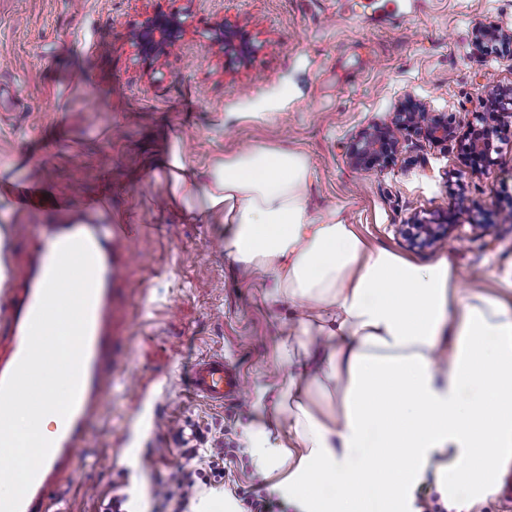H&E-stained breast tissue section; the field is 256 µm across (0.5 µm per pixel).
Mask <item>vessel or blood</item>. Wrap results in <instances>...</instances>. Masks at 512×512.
Returning a JSON list of instances; mask_svg holds the SVG:
<instances>
[{
	"mask_svg": "<svg viewBox=\"0 0 512 512\" xmlns=\"http://www.w3.org/2000/svg\"><path fill=\"white\" fill-rule=\"evenodd\" d=\"M46 215L40 235H31L25 222L13 227L24 247L13 263L10 286L0 295V381L9 377L25 351L28 327L52 266L51 253L71 240H86L96 264L94 290L76 403L67 418L57 419L49 435L52 448L20 512H55L58 502L50 497V489L68 481L73 464L85 456L87 428L98 418L113 379L131 373L127 302L137 286L129 252L131 226H101L86 219L80 207H50ZM189 388L194 396L220 407L241 398L244 381L235 363L213 354L195 362Z\"/></svg>",
	"mask_w": 512,
	"mask_h": 512,
	"instance_id": "1",
	"label": "vessel or blood"
}]
</instances>
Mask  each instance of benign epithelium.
<instances>
[{
	"instance_id": "7a95c632",
	"label": "benign epithelium",
	"mask_w": 512,
	"mask_h": 512,
	"mask_svg": "<svg viewBox=\"0 0 512 512\" xmlns=\"http://www.w3.org/2000/svg\"><path fill=\"white\" fill-rule=\"evenodd\" d=\"M212 45L224 50L227 44H235L239 51L248 54L253 42L244 30L234 28L224 20L211 26ZM185 22L179 15L154 13L147 16L133 33L131 43L138 54L150 59H158L177 46L186 36ZM475 45L484 49L493 43L512 48V34L477 26L474 29ZM495 124H489L483 114H477L478 123L470 126L465 149L469 155L473 172L485 174L492 163V135L497 126L512 120V96L503 99V110L492 114ZM415 133L432 143H447L455 138V132L448 127V119L442 113L431 112L411 97H405L398 105L393 119L382 125L359 133L349 149L351 163L361 169L376 170L382 167L398 147L401 138ZM460 228L458 224L438 222L432 224L415 218L409 224H402L398 233L409 247L426 250L439 242L449 239Z\"/></svg>"
}]
</instances>
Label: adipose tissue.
<instances>
[{
    "mask_svg": "<svg viewBox=\"0 0 512 512\" xmlns=\"http://www.w3.org/2000/svg\"><path fill=\"white\" fill-rule=\"evenodd\" d=\"M179 222L220 224L224 254L293 308L288 375L252 401L255 469L295 512H406L426 475L447 512H473L512 469V303L371 247L308 206L306 157L252 144L196 167L171 145L154 171Z\"/></svg>",
    "mask_w": 512,
    "mask_h": 512,
    "instance_id": "adipose-tissue-1",
    "label": "adipose tissue"
}]
</instances>
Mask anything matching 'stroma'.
<instances>
[{"label": "stroma", "instance_id": "obj_1", "mask_svg": "<svg viewBox=\"0 0 512 512\" xmlns=\"http://www.w3.org/2000/svg\"><path fill=\"white\" fill-rule=\"evenodd\" d=\"M172 9L189 27L183 47L139 58L136 24ZM220 18L253 34L250 59L212 50ZM478 25L512 31V0H0V82L18 87L0 100V180L46 185L76 205L108 182L113 209H138L145 296L132 302L133 362L144 390L132 396L113 384L62 512H108L122 494L129 512H167L155 490L177 489L190 472L216 475L195 484V497L223 492L238 512H251L257 494L288 502L257 477L244 429L248 397L288 372L277 345L291 309L267 303L271 280L239 275L224 255L223 225L178 224L159 205L152 164L171 143L198 165L253 142L297 149L311 168L313 214L336 210L371 246L422 265L448 258L462 289L512 298V223L497 217L512 206V125L497 131L484 175L469 173L457 140L408 135L378 170L354 167L347 154L405 96L447 113L462 133L482 87L512 89V54L478 49ZM463 194L493 235L474 236L462 215L450 239L410 249L398 226L445 220ZM212 352L237 364L246 399L215 408L190 393L191 364ZM156 407L161 430L137 433L132 453L118 450L139 409Z\"/></svg>", "mask_w": 512, "mask_h": 512}]
</instances>
